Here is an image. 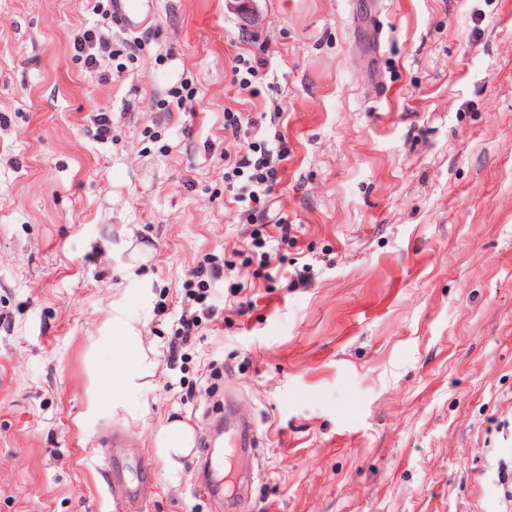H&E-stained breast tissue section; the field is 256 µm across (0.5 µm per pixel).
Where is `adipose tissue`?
<instances>
[{
	"instance_id": "ef3b65f1",
	"label": "adipose tissue",
	"mask_w": 512,
	"mask_h": 512,
	"mask_svg": "<svg viewBox=\"0 0 512 512\" xmlns=\"http://www.w3.org/2000/svg\"><path fill=\"white\" fill-rule=\"evenodd\" d=\"M138 339L134 321L124 322L122 334L115 341L114 347L119 364L113 368L108 381L102 382L97 390L98 397L112 399L113 403H121L140 391L139 378L146 371L143 352L134 351L132 345ZM194 442V434L190 428L179 421H172L159 428L156 434V446L159 455L169 463H177L178 459L189 455Z\"/></svg>"
}]
</instances>
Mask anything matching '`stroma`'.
<instances>
[{"label":"stroma","mask_w":512,"mask_h":512,"mask_svg":"<svg viewBox=\"0 0 512 512\" xmlns=\"http://www.w3.org/2000/svg\"><path fill=\"white\" fill-rule=\"evenodd\" d=\"M157 2L135 48L112 0H0V512H500L512 0H256L250 32L225 0ZM87 30L111 39L94 69ZM278 134L271 282L224 175ZM207 262L245 290L215 281L170 357ZM130 319L152 368L116 408L91 393ZM226 409L251 454L214 438ZM172 418L204 438L177 468ZM234 62V83H238L240 90H248L250 94H254L256 91L252 85L256 79H259L258 67L253 65L250 59L241 56H236ZM193 442V431L180 421L163 425L156 434L159 455L173 465H180L178 459L189 455Z\"/></svg>","instance_id":"35a3bbf8"}]
</instances>
